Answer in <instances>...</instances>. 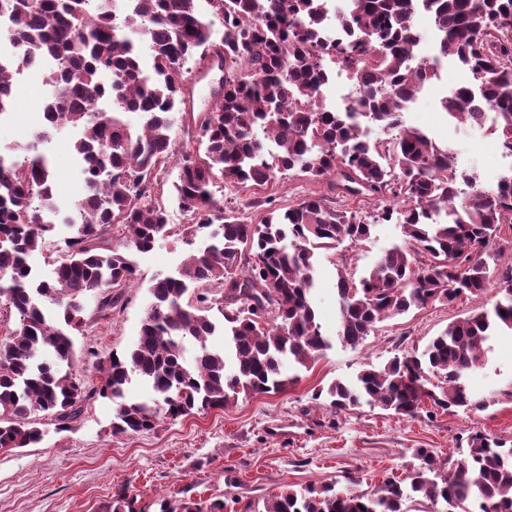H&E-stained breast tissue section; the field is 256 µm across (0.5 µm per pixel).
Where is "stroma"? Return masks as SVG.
<instances>
[{
    "label": "stroma",
    "mask_w": 512,
    "mask_h": 512,
    "mask_svg": "<svg viewBox=\"0 0 512 512\" xmlns=\"http://www.w3.org/2000/svg\"><path fill=\"white\" fill-rule=\"evenodd\" d=\"M463 78L455 64L444 63L403 112L402 120L437 144L451 146L459 168L491 186L512 169V159L503 156L490 130L456 128L440 105ZM15 93L12 112L0 116V150L5 152L31 144L42 124L46 94L42 69H21L15 76ZM75 136V130L64 129L47 145L54 196L63 206L85 193L73 150ZM178 173L171 164L160 175L174 235L145 253L129 244L125 229L118 226L104 242L105 247L117 246L128 254L138 269V280L121 289L109 316L96 313L93 298L84 301V330L74 338L75 369L90 384L99 381L96 361L135 344L155 276L177 274L186 257L187 249L177 235L188 222L174 198ZM326 191L325 183L294 172L259 191L225 188L224 204L256 223L267 210L258 206V198H271V207L284 209ZM404 242L401 226L385 223L375 225L370 239L360 245L344 243L319 250L316 299L328 335L337 331V268L344 266L353 276H361L383 248ZM509 276L512 262L497 260L494 284L482 295L414 308L387 319L355 349L334 343L325 356L299 370L276 393L242 395L224 408L165 419L153 431L133 436L112 433L114 406L103 399L88 402L69 430H56L50 421H43L40 443L0 450V512H104L123 490L133 499V512H159L164 499L204 506L223 500L227 512H240L243 503L264 501L289 486L334 481L344 488L353 478L358 489L374 490L389 477L404 478L413 467L416 449L456 459L468 436L477 432L512 440V334L508 332L491 338L485 364L467 378L471 392L489 401L482 411L450 412L427 401L413 417L366 405L341 412L317 395L334 381L355 380L365 367H381L393 357L423 349L450 322L491 307L499 282Z\"/></svg>",
    "instance_id": "1"
}]
</instances>
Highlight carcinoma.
<instances>
[{
  "label": "carcinoma",
  "mask_w": 512,
  "mask_h": 512,
  "mask_svg": "<svg viewBox=\"0 0 512 512\" xmlns=\"http://www.w3.org/2000/svg\"><path fill=\"white\" fill-rule=\"evenodd\" d=\"M90 2L0 0L7 17L0 42H8L0 52V115L15 104L20 68H44L51 88L27 156L0 155V299L17 316L0 340V448L42 440L32 413L66 431L98 397L116 403L112 432L137 434L240 394L280 391L285 370L306 369L332 347L312 302L315 251L366 241L376 222L402 225L408 246L381 252L358 280L338 270L343 346H360L378 324L413 307L450 305L489 287V248L501 226L512 224V171L494 187L479 183L458 169L451 148L406 127L402 114L436 75L427 59L416 60L422 34L415 16L424 11L439 35L432 59L455 61L465 76L442 108L461 126L495 112L493 133L512 151V25L504 24L512 21V0H343L334 10L335 39L321 28L331 0H206L209 15L200 0H112L110 10ZM212 15L222 22L219 36ZM210 54L224 58V91L196 113L185 95L186 64ZM331 57L356 88L332 110L318 94ZM177 112L197 139L176 143ZM121 113L137 114L140 127L131 129ZM67 127L81 129L74 151L87 194L71 206L66 254L52 278L37 280L29 256L53 231L47 213L60 212L50 160L38 145ZM375 128L384 136H372ZM172 159L179 161L176 200L190 216L182 229L189 255L178 275L153 280L135 345L99 361L101 378L90 388L73 369L83 298L94 296L102 314L116 302L112 290L137 279L132 262L100 241L122 224L129 242L148 252L167 234L157 186ZM287 171L326 181L338 197L370 201L373 221L308 197L252 224L224 210L213 191L219 184L261 189ZM460 178L470 192L458 191ZM200 283L224 289L221 300L186 298ZM499 293L493 312L449 323L421 353L331 383L324 392L330 406L366 404L411 417L427 399L442 409H485L466 378L484 365L490 337L512 331V278ZM218 331L222 350L208 346ZM187 341L195 345L190 357ZM134 376L152 386L153 402L125 400ZM467 445L453 461L418 450L407 483L389 480L371 492L288 487L263 508L249 502L242 512H404L415 496L512 512V444L477 432ZM223 509L220 501L205 509L184 501L163 503L160 512Z\"/></svg>",
  "instance_id": "cac0c4a2"
}]
</instances>
